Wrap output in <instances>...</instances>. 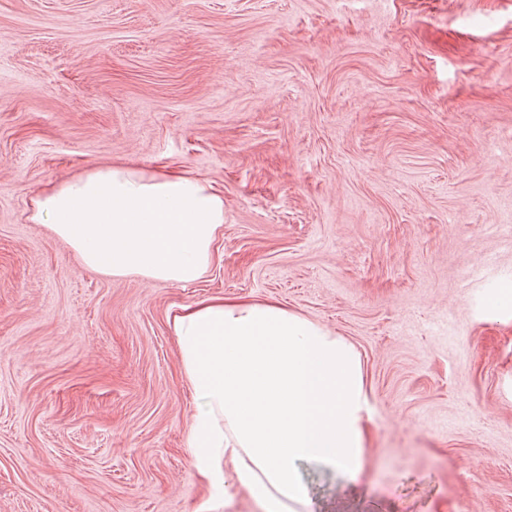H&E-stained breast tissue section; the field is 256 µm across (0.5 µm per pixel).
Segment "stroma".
I'll use <instances>...</instances> for the list:
<instances>
[{"label":"stroma","instance_id":"1","mask_svg":"<svg viewBox=\"0 0 512 512\" xmlns=\"http://www.w3.org/2000/svg\"><path fill=\"white\" fill-rule=\"evenodd\" d=\"M209 180L202 279L104 276L35 192ZM512 0H0V512H263L208 487L170 310L275 300L351 343L358 480L315 512H512Z\"/></svg>","mask_w":512,"mask_h":512}]
</instances>
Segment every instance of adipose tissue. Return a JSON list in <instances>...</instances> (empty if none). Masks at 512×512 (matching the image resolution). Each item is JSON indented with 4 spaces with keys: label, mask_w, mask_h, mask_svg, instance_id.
Masks as SVG:
<instances>
[{
    "label": "adipose tissue",
    "mask_w": 512,
    "mask_h": 512,
    "mask_svg": "<svg viewBox=\"0 0 512 512\" xmlns=\"http://www.w3.org/2000/svg\"><path fill=\"white\" fill-rule=\"evenodd\" d=\"M30 219L93 271L188 284L210 266L224 197L198 176L114 164L39 193ZM168 324L198 402L186 444L211 488L233 481L265 512H312L299 463L362 473L371 406L346 340L274 300L207 298Z\"/></svg>",
    "instance_id": "adipose-tissue-1"
}]
</instances>
